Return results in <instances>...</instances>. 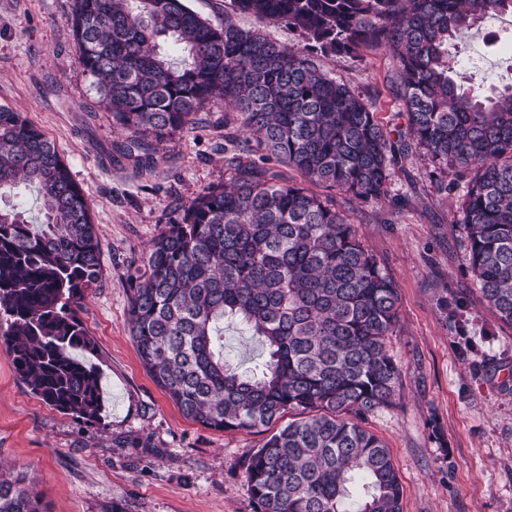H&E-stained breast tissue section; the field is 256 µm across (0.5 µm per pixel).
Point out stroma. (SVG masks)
Segmentation results:
<instances>
[{
  "label": "stroma",
  "mask_w": 512,
  "mask_h": 512,
  "mask_svg": "<svg viewBox=\"0 0 512 512\" xmlns=\"http://www.w3.org/2000/svg\"><path fill=\"white\" fill-rule=\"evenodd\" d=\"M186 3L212 25L229 16L280 44L302 42L230 0ZM70 10L71 0H0V106L55 142L90 202L102 275L79 317L96 342L104 408L90 422L47 406L0 346V465L24 471L51 512H254L245 470L262 434L184 418L141 364L128 319L131 276L153 237L181 203L230 178L241 117L204 108L192 127L156 144L151 168L136 170L117 153L124 135L77 63ZM448 54L462 88L488 96L512 85V24L501 17L449 43ZM314 60L372 105L390 139L405 131L387 47ZM443 180L412 153L392 167L382 201L330 194L400 295L391 347L401 397L360 423L391 451L403 512H512V326L482 298Z\"/></svg>",
  "instance_id": "35a3bbf8"
}]
</instances>
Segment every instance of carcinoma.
Masks as SVG:
<instances>
[{
    "label": "carcinoma",
    "instance_id": "1",
    "mask_svg": "<svg viewBox=\"0 0 512 512\" xmlns=\"http://www.w3.org/2000/svg\"><path fill=\"white\" fill-rule=\"evenodd\" d=\"M233 11L284 22L283 46L231 18L214 27L184 0H73L78 64L125 134L139 169L150 142L188 128L208 105L242 115V134L300 173L280 183L235 157L234 175L203 189L155 236L129 299L138 356L183 416L218 431L267 432L246 468L254 512H402L390 449L357 418L395 404L390 348L399 294L356 227L318 185L381 201L391 165L412 152L455 175L468 262L512 326V87L482 97L452 77L448 41L512 0H231ZM386 46L408 134L390 141L372 107L311 57ZM37 193L42 218L0 202V344L48 406L99 419L95 342L78 311L99 280L91 206L54 143L0 106V199ZM262 345L245 373L224 359V322ZM0 512H50L22 471L0 470Z\"/></svg>",
    "mask_w": 512,
    "mask_h": 512
}]
</instances>
